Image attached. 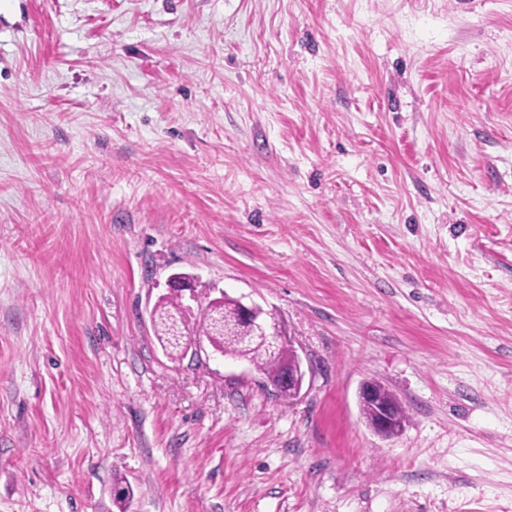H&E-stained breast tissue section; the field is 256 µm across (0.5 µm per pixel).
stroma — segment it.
I'll return each instance as SVG.
<instances>
[{
  "label": "stroma",
  "mask_w": 512,
  "mask_h": 512,
  "mask_svg": "<svg viewBox=\"0 0 512 512\" xmlns=\"http://www.w3.org/2000/svg\"><path fill=\"white\" fill-rule=\"evenodd\" d=\"M305 379L171 358L170 274ZM375 380L409 414L365 424ZM512 512V0H0V512ZM181 298L179 295H171L165 296L159 299L154 307V316L153 323L156 328V331L159 334V339L161 340L165 350H168V354L171 356H177L180 352H182L189 344L191 346L192 342L188 343L187 340H184V336H187L184 333V336H173L174 325L177 321H182L185 324L184 313ZM185 341V342H184ZM358 399L370 401L377 406L379 418L375 426L371 428L375 434L382 437H393L400 433L391 407L378 396L373 384L363 383L359 388Z\"/></svg>",
  "instance_id": "obj_1"
}]
</instances>
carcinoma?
<instances>
[{
    "label": "carcinoma",
    "instance_id": "obj_1",
    "mask_svg": "<svg viewBox=\"0 0 512 512\" xmlns=\"http://www.w3.org/2000/svg\"><path fill=\"white\" fill-rule=\"evenodd\" d=\"M184 320L179 295L165 296L154 307L153 323L168 354L176 356L185 348L184 337L173 335L174 325ZM202 328L215 350L226 356L246 359L268 378L279 376L283 364L292 361L288 347L274 348L266 341L250 336L234 298L224 296V305L215 315H202Z\"/></svg>",
    "mask_w": 512,
    "mask_h": 512
}]
</instances>
